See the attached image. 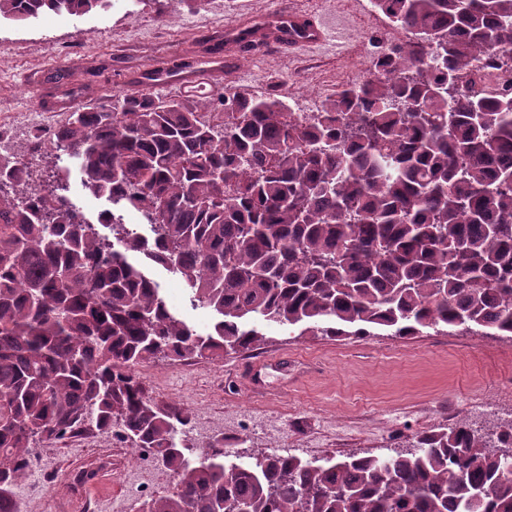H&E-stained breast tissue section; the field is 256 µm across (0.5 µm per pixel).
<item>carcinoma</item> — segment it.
<instances>
[{"label": "carcinoma", "instance_id": "carcinoma-1", "mask_svg": "<svg viewBox=\"0 0 512 512\" xmlns=\"http://www.w3.org/2000/svg\"><path fill=\"white\" fill-rule=\"evenodd\" d=\"M372 4L409 40L305 124L286 91L225 95V123L149 93L76 107L46 149L112 203L97 225L68 178L0 171V512H18L41 445L100 434L172 473L142 512H512V421L461 418L384 456L245 461L222 434L186 439L189 416L136 374L257 349L274 326L512 337V93L469 87L478 59L512 62V0ZM110 6L0 0V19ZM129 209L148 233L122 223ZM153 268L216 315L209 329L168 305Z\"/></svg>", "mask_w": 512, "mask_h": 512}]
</instances>
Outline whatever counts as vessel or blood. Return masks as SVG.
I'll list each match as a JSON object with an SVG mask.
<instances>
[{
    "label": "vessel or blood",
    "mask_w": 512,
    "mask_h": 512,
    "mask_svg": "<svg viewBox=\"0 0 512 512\" xmlns=\"http://www.w3.org/2000/svg\"><path fill=\"white\" fill-rule=\"evenodd\" d=\"M266 32L272 43L289 48H300L323 43L327 38L326 28L304 15L290 16L287 23L278 22L268 25ZM224 69V55L215 52L208 55L204 66L176 71L163 64H154L146 68L135 81H113L104 86V93L115 91L147 93L154 89L159 80H175L190 92L198 93L211 85L213 79Z\"/></svg>",
    "instance_id": "b4317fda"
}]
</instances>
